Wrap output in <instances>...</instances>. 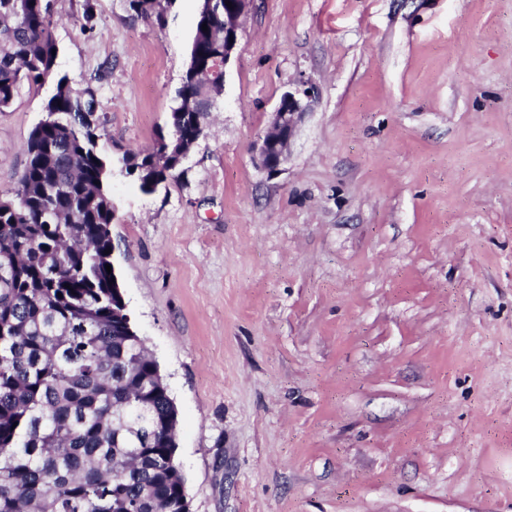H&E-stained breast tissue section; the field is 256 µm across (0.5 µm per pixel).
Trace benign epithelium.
Segmentation results:
<instances>
[{
  "label": "benign epithelium",
  "mask_w": 512,
  "mask_h": 512,
  "mask_svg": "<svg viewBox=\"0 0 512 512\" xmlns=\"http://www.w3.org/2000/svg\"><path fill=\"white\" fill-rule=\"evenodd\" d=\"M252 0H234L224 10V64H229L242 34V20ZM313 89L306 84L285 91L272 113L270 128L256 145L259 167L270 177L281 173L289 139L306 113Z\"/></svg>",
  "instance_id": "1"
}]
</instances>
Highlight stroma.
<instances>
[{
  "label": "stroma",
  "instance_id": "stroma-1",
  "mask_svg": "<svg viewBox=\"0 0 512 512\" xmlns=\"http://www.w3.org/2000/svg\"><path fill=\"white\" fill-rule=\"evenodd\" d=\"M82 4L50 2L56 69L96 84L115 270L192 512H512V0H252L151 194L118 160L166 131L199 0H93L86 35ZM303 80L267 177L254 144ZM51 92L0 112V196Z\"/></svg>",
  "mask_w": 512,
  "mask_h": 512
}]
</instances>
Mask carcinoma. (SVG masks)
<instances>
[{
    "instance_id": "carcinoma-1",
    "label": "carcinoma",
    "mask_w": 512,
    "mask_h": 512,
    "mask_svg": "<svg viewBox=\"0 0 512 512\" xmlns=\"http://www.w3.org/2000/svg\"><path fill=\"white\" fill-rule=\"evenodd\" d=\"M159 2L128 6L159 21ZM93 18L84 0L81 33ZM223 33L224 10L201 4L169 115L181 151L222 91ZM55 48L45 0H0V111L23 79L53 85L13 195L0 197V512H183L176 406L142 340L113 317L112 158L97 147V89L59 75ZM126 156L145 191L181 166L154 148Z\"/></svg>"
}]
</instances>
